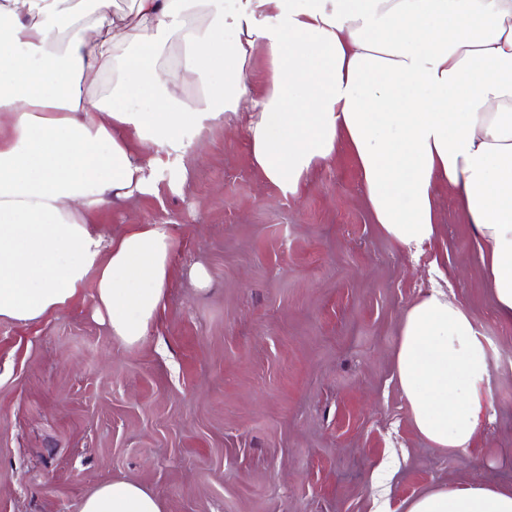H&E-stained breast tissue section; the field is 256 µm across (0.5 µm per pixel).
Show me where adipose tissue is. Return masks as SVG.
I'll return each mask as SVG.
<instances>
[{"label":"adipose tissue","instance_id":"1","mask_svg":"<svg viewBox=\"0 0 512 512\" xmlns=\"http://www.w3.org/2000/svg\"><path fill=\"white\" fill-rule=\"evenodd\" d=\"M133 2L122 13L115 0H0V321L40 320L90 283L112 335L141 343L177 242L165 224L108 241L87 217L157 194L164 156L243 110L267 182L297 192L345 151L376 223L406 251L434 241L436 190H454L512 320V0H239L232 13L224 0ZM396 368L420 434L470 447L490 381L470 312L437 288L418 297ZM80 512L163 507L112 480ZM406 512H512V491L438 489Z\"/></svg>","mask_w":512,"mask_h":512}]
</instances>
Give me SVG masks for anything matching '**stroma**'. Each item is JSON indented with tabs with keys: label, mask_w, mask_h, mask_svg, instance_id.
I'll return each mask as SVG.
<instances>
[{
	"label": "stroma",
	"mask_w": 512,
	"mask_h": 512,
	"mask_svg": "<svg viewBox=\"0 0 512 512\" xmlns=\"http://www.w3.org/2000/svg\"><path fill=\"white\" fill-rule=\"evenodd\" d=\"M246 121L194 131L158 196L88 219L107 237L167 224L178 242L140 344L94 318L90 285L38 322L0 321V512H80L115 479L151 490L163 512H405L437 488L512 491V321L457 194L439 189L438 237L411 258L374 223L345 153L286 193L254 166ZM434 253L490 364L465 449L418 432L396 372Z\"/></svg>",
	"instance_id": "1"
}]
</instances>
